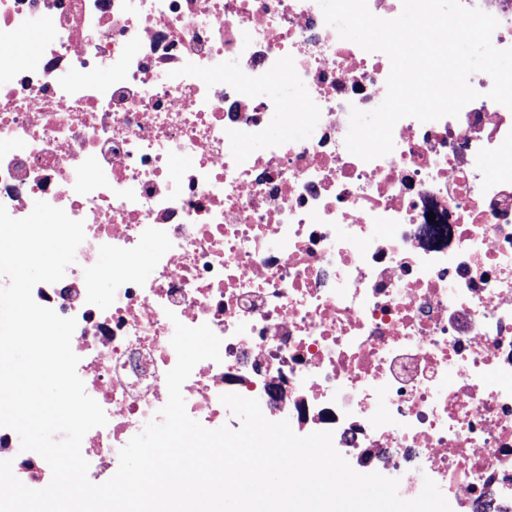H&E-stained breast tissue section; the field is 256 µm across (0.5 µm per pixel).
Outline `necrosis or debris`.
<instances>
[{"label":"necrosis or debris","mask_w":512,"mask_h":512,"mask_svg":"<svg viewBox=\"0 0 512 512\" xmlns=\"http://www.w3.org/2000/svg\"><path fill=\"white\" fill-rule=\"evenodd\" d=\"M23 29L42 41L0 50V204L84 223L33 298L77 322V374L107 417L82 441L92 483L165 405L179 321L222 339L182 385L204 427L236 426L220 401L236 393L297 435L332 432L404 499L425 472L452 512H512V110L487 74L459 116L401 119L366 162L349 112L382 103L390 61L317 0H0V38ZM274 119L303 135L271 136ZM104 254L145 270L107 304ZM7 459L50 483L0 428Z\"/></svg>","instance_id":"obj_1"}]
</instances>
